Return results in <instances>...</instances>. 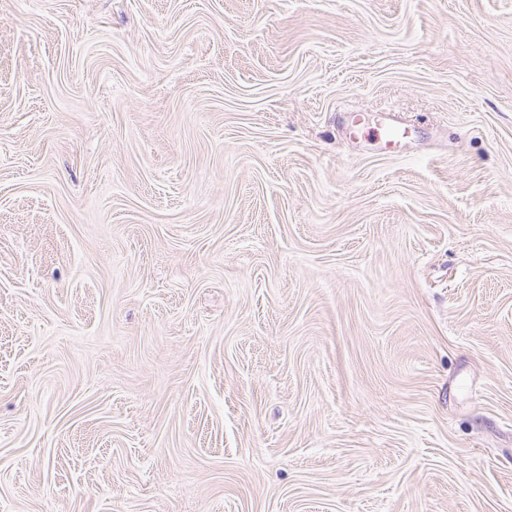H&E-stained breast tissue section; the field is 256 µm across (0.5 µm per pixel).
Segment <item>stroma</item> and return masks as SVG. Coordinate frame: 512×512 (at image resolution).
Masks as SVG:
<instances>
[{
	"label": "stroma",
	"mask_w": 512,
	"mask_h": 512,
	"mask_svg": "<svg viewBox=\"0 0 512 512\" xmlns=\"http://www.w3.org/2000/svg\"><path fill=\"white\" fill-rule=\"evenodd\" d=\"M0 512H512V0H0Z\"/></svg>",
	"instance_id": "1"
}]
</instances>
